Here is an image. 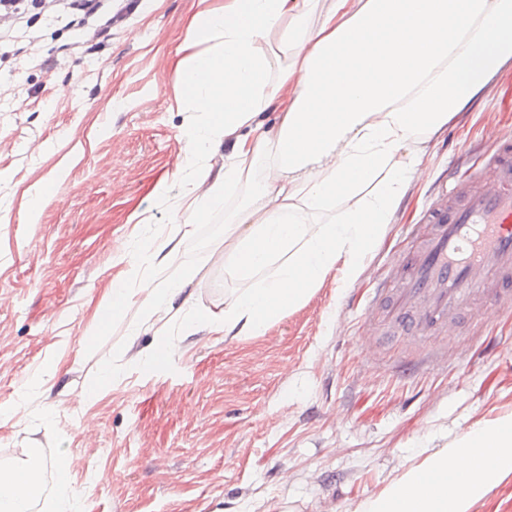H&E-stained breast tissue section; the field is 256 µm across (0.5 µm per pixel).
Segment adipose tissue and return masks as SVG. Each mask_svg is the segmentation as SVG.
Segmentation results:
<instances>
[{
    "mask_svg": "<svg viewBox=\"0 0 512 512\" xmlns=\"http://www.w3.org/2000/svg\"><path fill=\"white\" fill-rule=\"evenodd\" d=\"M175 67L179 104L203 113L185 130L197 158L231 142L232 166L194 174L198 216L251 179L266 176L224 217L213 253L239 282L215 331L261 336L329 275L347 285L385 236L420 175L430 140L512 66V0H225L198 17ZM277 108L274 125L263 114ZM152 288L113 289L106 309L138 301L143 318L174 307L194 272ZM512 474V415L402 471L357 512H469ZM42 461L0 476V512H30Z\"/></svg>",
    "mask_w": 512,
    "mask_h": 512,
    "instance_id": "ef3b65f1",
    "label": "adipose tissue"
}]
</instances>
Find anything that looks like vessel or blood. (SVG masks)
<instances>
[{"mask_svg":"<svg viewBox=\"0 0 512 512\" xmlns=\"http://www.w3.org/2000/svg\"><path fill=\"white\" fill-rule=\"evenodd\" d=\"M464 174L450 172L411 247L375 292L374 333H404L432 347L449 324L512 306V132H494Z\"/></svg>","mask_w":512,"mask_h":512,"instance_id":"vessel-or-blood-1","label":"vessel or blood"}]
</instances>
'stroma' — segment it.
Listing matches in <instances>:
<instances>
[{
    "label": "stroma",
    "mask_w": 512,
    "mask_h": 512,
    "mask_svg": "<svg viewBox=\"0 0 512 512\" xmlns=\"http://www.w3.org/2000/svg\"><path fill=\"white\" fill-rule=\"evenodd\" d=\"M223 7L114 0L100 37L48 11L0 45V474L39 451L32 512H356L425 447L512 414V312L488 310L467 345L450 327L456 357L435 368L409 337L365 329L449 168L512 127V67L432 139L422 181L349 287L327 278L261 336L170 313L146 323L133 308L104 319L115 285L173 278L171 250L198 265L192 309L223 315L237 286L206 257L249 187L200 222L178 171L183 132L204 116L178 104L177 50L194 17ZM178 222L193 236L171 235ZM163 339L169 360L149 367Z\"/></svg>",
    "instance_id": "35a3bbf8"
}]
</instances>
